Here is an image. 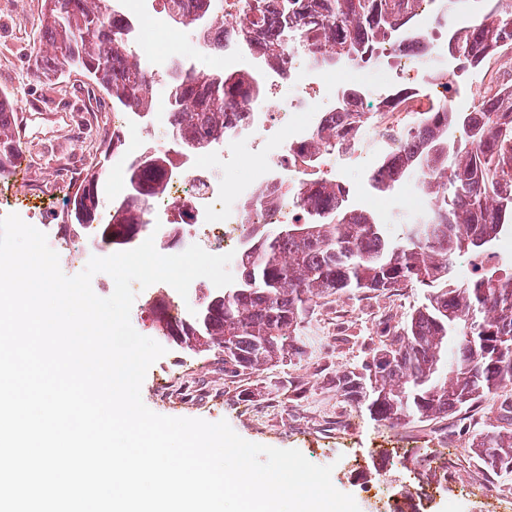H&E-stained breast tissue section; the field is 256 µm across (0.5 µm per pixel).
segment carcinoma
<instances>
[{
    "instance_id": "obj_1",
    "label": "carcinoma",
    "mask_w": 512,
    "mask_h": 512,
    "mask_svg": "<svg viewBox=\"0 0 512 512\" xmlns=\"http://www.w3.org/2000/svg\"><path fill=\"white\" fill-rule=\"evenodd\" d=\"M173 20L204 30L224 23L206 8L209 0H165ZM467 24L448 31V54L462 69L482 67L512 45V0H480ZM420 0H282V13L295 19L296 35L342 59L366 64L377 48L414 23ZM266 26L269 64H284L278 26L264 13L252 18ZM130 23L112 11V0H44L40 45L30 54L37 75L54 76L64 67L93 78L126 111H148L155 82L131 52ZM168 115L174 137L187 148L224 137V117L264 94L248 73L185 71L167 82ZM343 111L299 153L310 160L355 140L363 113L357 94L341 93ZM15 100L0 96V179L8 178L22 155L15 136ZM462 125L469 146L456 147L449 132ZM414 132L398 155L372 176L373 188L393 191L414 173L422 191L440 201L393 234L368 210L347 205L345 191L330 180L297 187L302 224H278L248 241L233 283L202 294L188 319L168 313L159 296L149 306L151 328L161 339L194 352L224 356L232 372L258 370L285 358L302 359L316 344L310 336L317 300L341 293H385L414 285L428 289L424 302L401 327L356 365L336 373V391L374 421L399 424L415 419L461 415L512 385V258L473 268L459 276L456 260L499 251L512 237V82L467 109L434 104L416 113ZM168 159L150 157L132 170L138 207L103 212L102 174L85 177L86 189L68 204L75 227L97 224L100 240L131 245L144 228L141 206L165 192L162 169ZM500 479L512 481V429L476 423L465 449Z\"/></svg>"
}]
</instances>
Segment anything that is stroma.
I'll return each mask as SVG.
<instances>
[{
  "mask_svg": "<svg viewBox=\"0 0 512 512\" xmlns=\"http://www.w3.org/2000/svg\"><path fill=\"white\" fill-rule=\"evenodd\" d=\"M42 9L43 0H0V93L13 94L17 115L28 118V163L0 182V200L23 211L28 224L51 239L58 225L70 223L65 202L86 174L111 168L112 133L125 124L85 76L71 71L60 80L32 72L28 58L39 40ZM31 183L41 185L40 195H29ZM423 294V288L408 287L320 300L310 324L319 338L313 356L252 372L237 374L225 370L219 355L167 345L147 371L141 399L160 415L224 420L246 441L299 450L313 464L332 466L334 487L349 495L356 489L346 455L358 458L363 475L384 478L397 490L409 474L427 467L431 450L446 440L459 448L452 478L424 512H487L508 491L467 454L472 432L460 417L376 422L344 401L333 384L337 371L381 340L384 324H403Z\"/></svg>",
  "mask_w": 512,
  "mask_h": 512,
  "instance_id": "1",
  "label": "stroma"
}]
</instances>
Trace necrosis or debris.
I'll return each instance as SVG.
<instances>
[{"label": "necrosis or debris", "mask_w": 512, "mask_h": 512, "mask_svg": "<svg viewBox=\"0 0 512 512\" xmlns=\"http://www.w3.org/2000/svg\"><path fill=\"white\" fill-rule=\"evenodd\" d=\"M149 2L112 0L113 10L126 15L132 24V42H139L145 26H155L159 31L162 53L143 57L146 71L167 73L177 64L196 70L201 60L217 48L224 54L225 71L254 72L265 88L264 95L250 106L228 115L222 138L191 155L182 153L172 137L144 141L139 132L143 115L128 113L130 132L123 153L112 162L108 194L113 207L131 205L134 190L128 181L129 171L151 156L169 158L167 191L151 201L141 215L142 222L155 231L158 251L209 243L212 227L220 224L224 227V242L212 246V254L241 253L240 242L248 232H262L268 225L279 223L284 214L296 212L298 198L292 187L312 178L331 180L346 193H354L353 171L375 172L383 157L398 147L419 109V88L401 87L394 77L379 76L361 65L342 63L333 69L321 66L304 43L292 39L282 46L284 65H266L263 36L247 22L253 0H228L223 29L209 30L207 39L191 45L185 42L182 28L171 26L168 15L150 9ZM458 23V17L449 15L445 0H425L419 20L402 30L384 53L393 63L420 75L422 86L431 85L438 73L446 80H457L464 73L449 67L447 44L449 29ZM464 75L474 96L501 82L494 63ZM341 85L354 88L364 105L399 95L404 101L395 111L372 113L369 124L375 132L373 142L340 151L332 162L321 159L306 164L297 150L311 141L330 113L339 111L337 88ZM248 154L257 159L250 177L239 182L230 179V172L241 166ZM270 187L274 195L265 198L259 208L249 209L258 191ZM364 204L388 224L403 214L424 213L434 202L414 185L404 184L391 194L367 197Z\"/></svg>", "instance_id": "4bbe7bcc"}]
</instances>
